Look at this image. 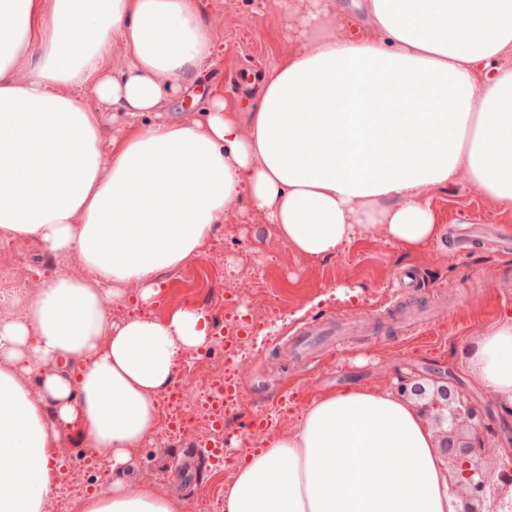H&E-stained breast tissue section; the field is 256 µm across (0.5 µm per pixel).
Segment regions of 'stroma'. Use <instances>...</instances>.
<instances>
[{
	"instance_id": "1",
	"label": "stroma",
	"mask_w": 512,
	"mask_h": 512,
	"mask_svg": "<svg viewBox=\"0 0 512 512\" xmlns=\"http://www.w3.org/2000/svg\"><path fill=\"white\" fill-rule=\"evenodd\" d=\"M295 0H204L205 20L219 47L208 67L191 73L178 95H163L161 114L198 118L209 90L221 89L232 111H249L261 73L276 67L297 23ZM431 209L443 232L417 248L385 243L381 235L353 240L327 259L301 257L278 239L273 225L238 201L224 213L208 242L224 255L222 274L190 260L194 273L162 272L152 313L205 314L213 335L246 314L241 353L224 365L242 375L244 400L228 407L230 452L245 459L256 415L286 432L308 401L356 381L392 388L399 375L427 380L452 377L474 401L494 408L491 394L471 384L459 343L512 309V210H502L467 178L431 190ZM255 283L249 304L225 307V285ZM207 449L193 435H177L133 452L130 473L140 483L180 500L206 487Z\"/></svg>"
}]
</instances>
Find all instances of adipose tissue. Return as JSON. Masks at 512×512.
<instances>
[{"instance_id":"obj_1","label":"adipose tissue","mask_w":512,"mask_h":512,"mask_svg":"<svg viewBox=\"0 0 512 512\" xmlns=\"http://www.w3.org/2000/svg\"><path fill=\"white\" fill-rule=\"evenodd\" d=\"M359 7L367 23L335 0H300L297 48L263 73L247 118L215 91L189 122L142 115L213 58L202 0H0V236L77 255L86 271L0 299V512H43L69 430L115 470L154 439L183 353L210 343L204 314L150 315L160 275L206 245L231 203L247 199L318 259L370 233L429 242V192L463 175L512 208V0ZM118 38L131 63L116 75ZM90 95L129 118L124 136ZM459 352L470 381L512 406V311ZM447 471L413 401L353 383L253 452L224 512H462ZM79 509L181 504L116 482Z\"/></svg>"}]
</instances>
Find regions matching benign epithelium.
I'll use <instances>...</instances> for the list:
<instances>
[{
    "label": "benign epithelium",
    "mask_w": 512,
    "mask_h": 512,
    "mask_svg": "<svg viewBox=\"0 0 512 512\" xmlns=\"http://www.w3.org/2000/svg\"><path fill=\"white\" fill-rule=\"evenodd\" d=\"M401 395L422 401L426 417L439 428V448L450 464L454 487L469 503L465 512H512V453L492 455L503 440L493 411L481 408L460 385H445L428 395L423 383L399 376Z\"/></svg>",
    "instance_id": "1"
}]
</instances>
